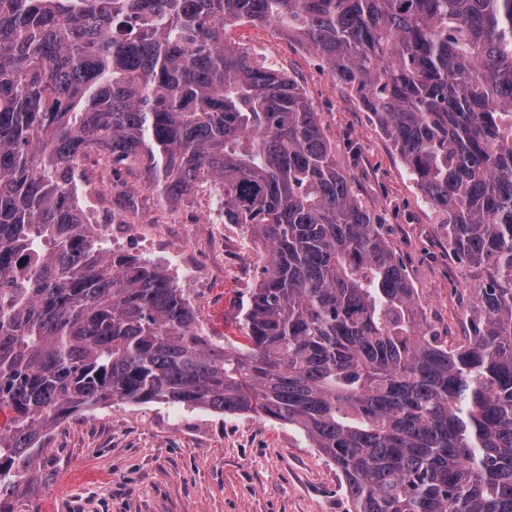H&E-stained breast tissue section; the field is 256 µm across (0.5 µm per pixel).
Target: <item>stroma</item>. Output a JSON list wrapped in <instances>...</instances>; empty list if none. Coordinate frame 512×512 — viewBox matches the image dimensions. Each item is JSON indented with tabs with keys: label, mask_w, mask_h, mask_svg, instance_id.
Instances as JSON below:
<instances>
[{
	"label": "stroma",
	"mask_w": 512,
	"mask_h": 512,
	"mask_svg": "<svg viewBox=\"0 0 512 512\" xmlns=\"http://www.w3.org/2000/svg\"><path fill=\"white\" fill-rule=\"evenodd\" d=\"M227 41L294 80L331 142L362 205L383 226L423 307L442 336L471 331L466 312L479 279L448 249L447 228L425 202L373 114L330 74L312 48L281 40L274 25L240 23ZM127 184L145 207L223 211L220 186L209 195L160 199L137 171ZM242 270L199 290L179 280L211 337L236 336L261 278L264 248L245 225L232 227ZM15 512H349L335 465L287 422L239 413L149 403L106 404L54 425L30 479L12 496Z\"/></svg>",
	"instance_id": "1"
}]
</instances>
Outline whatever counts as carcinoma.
Returning a JSON list of instances; mask_svg holds the SVG:
<instances>
[{
	"label": "carcinoma",
	"instance_id": "carcinoma-1",
	"mask_svg": "<svg viewBox=\"0 0 512 512\" xmlns=\"http://www.w3.org/2000/svg\"><path fill=\"white\" fill-rule=\"evenodd\" d=\"M242 21L320 54L486 271L464 342L428 330L298 85L224 41ZM91 150L166 200L221 180L267 252L244 342L102 249L70 184ZM109 402L294 425L353 512H512V0H0V512L48 429Z\"/></svg>",
	"mask_w": 512,
	"mask_h": 512
}]
</instances>
